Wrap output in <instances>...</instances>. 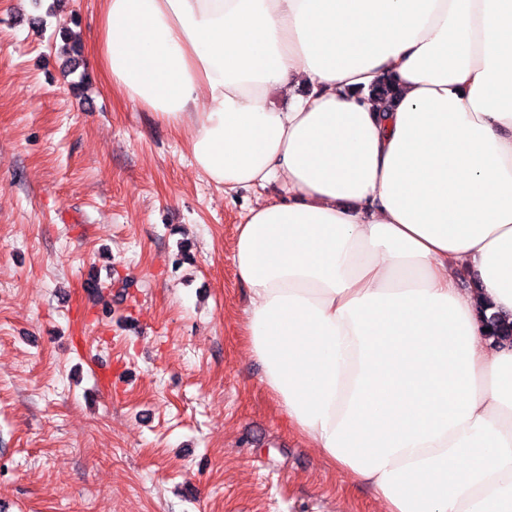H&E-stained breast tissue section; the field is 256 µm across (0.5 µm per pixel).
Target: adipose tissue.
I'll list each match as a JSON object with an SVG mask.
<instances>
[{"label":"adipose tissue","mask_w":512,"mask_h":512,"mask_svg":"<svg viewBox=\"0 0 512 512\" xmlns=\"http://www.w3.org/2000/svg\"><path fill=\"white\" fill-rule=\"evenodd\" d=\"M100 2L113 88L257 193L231 262L289 426L383 512H512V344L476 311L512 315V0Z\"/></svg>","instance_id":"1"}]
</instances>
